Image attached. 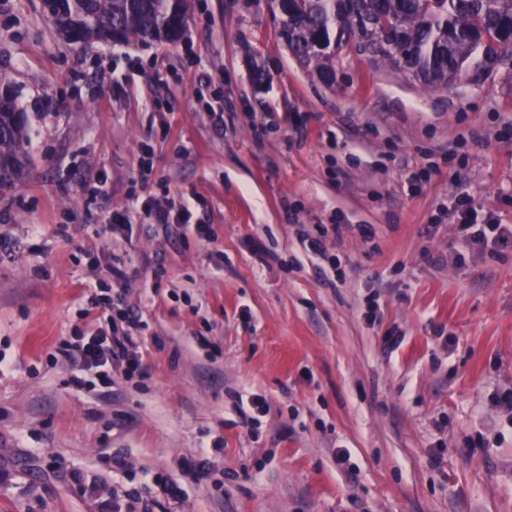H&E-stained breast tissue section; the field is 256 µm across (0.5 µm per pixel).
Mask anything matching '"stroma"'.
Listing matches in <instances>:
<instances>
[{"mask_svg": "<svg viewBox=\"0 0 512 512\" xmlns=\"http://www.w3.org/2000/svg\"><path fill=\"white\" fill-rule=\"evenodd\" d=\"M0 71L32 129L0 190V512H512V252L431 226L459 181L512 225V59L431 89L345 52L327 84L265 0H190L178 43L127 45L0 0ZM149 198L189 200L210 240ZM313 224L346 227L331 285ZM116 256L145 371L79 386L56 348L91 331ZM144 210L153 220V224L161 225L166 229L174 228L182 236H185L186 232H193L198 237L210 238L207 224L193 222L194 213L188 203L180 205L179 208H164L153 206L151 199H148L144 202Z\"/></svg>", "mask_w": 512, "mask_h": 512, "instance_id": "1", "label": "stroma"}]
</instances>
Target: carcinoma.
<instances>
[{
  "label": "carcinoma",
  "mask_w": 512,
  "mask_h": 512,
  "mask_svg": "<svg viewBox=\"0 0 512 512\" xmlns=\"http://www.w3.org/2000/svg\"><path fill=\"white\" fill-rule=\"evenodd\" d=\"M188 0H45L47 18L73 43H173L185 29ZM291 52L326 83L336 53L353 44L430 87L447 86L474 55L512 58V0H273ZM28 116L0 73V189L28 160Z\"/></svg>",
  "instance_id": "obj_1"
}]
</instances>
